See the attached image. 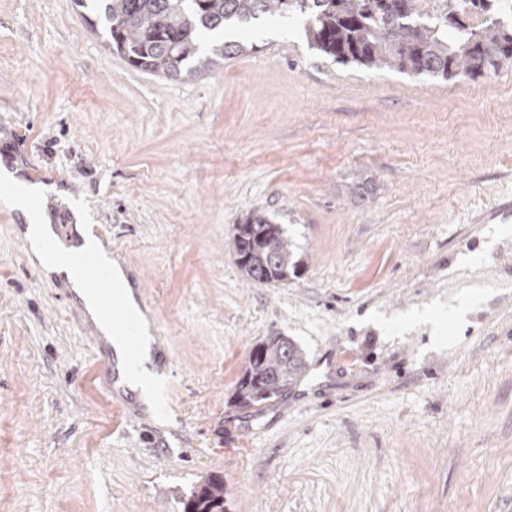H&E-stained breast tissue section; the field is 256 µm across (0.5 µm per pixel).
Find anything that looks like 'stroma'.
Masks as SVG:
<instances>
[{"label":"stroma","instance_id":"1","mask_svg":"<svg viewBox=\"0 0 512 512\" xmlns=\"http://www.w3.org/2000/svg\"><path fill=\"white\" fill-rule=\"evenodd\" d=\"M194 79L113 53L75 0H0V169L58 240L101 226L144 276L170 359L126 416L75 294L0 202V512H512V67L451 81L345 66L303 20L226 34ZM253 211L303 264L258 284ZM299 344L303 403L237 397L252 349ZM185 501L184 512H224V480L211 477L193 487Z\"/></svg>","mask_w":512,"mask_h":512}]
</instances>
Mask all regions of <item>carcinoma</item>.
<instances>
[{
    "label": "carcinoma",
    "instance_id": "1",
    "mask_svg": "<svg viewBox=\"0 0 512 512\" xmlns=\"http://www.w3.org/2000/svg\"><path fill=\"white\" fill-rule=\"evenodd\" d=\"M104 15L112 51L156 76L194 78L245 50L238 43L211 42L210 56L191 66L207 32L263 14L301 16L310 46L344 65L408 72L453 80L512 67V0H95ZM266 236L272 256L254 251L248 235L234 238L240 265L258 283L283 281L301 261L285 229L264 213L247 216ZM302 349L273 337L257 345L238 383L245 403L288 392L303 376ZM184 512H224V479L194 487Z\"/></svg>",
    "mask_w": 512,
    "mask_h": 512
}]
</instances>
